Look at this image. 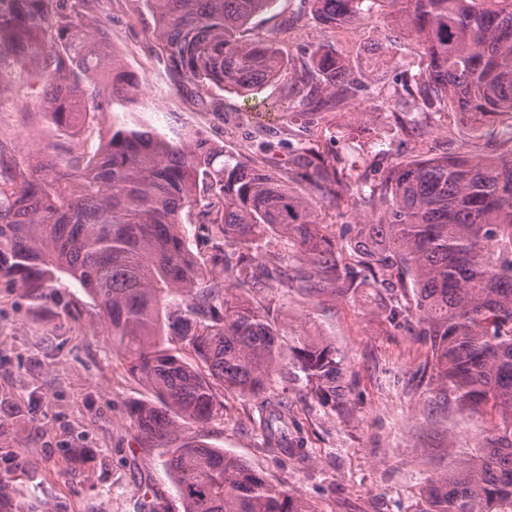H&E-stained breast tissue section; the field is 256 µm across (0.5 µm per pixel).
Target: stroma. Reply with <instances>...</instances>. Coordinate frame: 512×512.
I'll list each match as a JSON object with an SVG mask.
<instances>
[{
    "mask_svg": "<svg viewBox=\"0 0 512 512\" xmlns=\"http://www.w3.org/2000/svg\"><path fill=\"white\" fill-rule=\"evenodd\" d=\"M95 16L139 82L140 97L154 96L170 116L162 132L202 131L234 154H251L258 141L288 163L297 139L323 148L385 140L391 160H402L393 78L418 70L405 30L388 11L372 23L322 29L303 0H276L252 18L251 37L278 49L286 67L260 93L218 92L223 114L204 112L171 85L155 53L153 19L143 0H98ZM327 43L349 58L365 90L333 112L296 118L290 103L309 49ZM0 140L17 162L61 155L47 132L44 91L28 72L0 71ZM277 110H270V103ZM468 124L427 120L423 137L438 151L456 153L477 137ZM51 298L35 301L0 279V485L13 489L23 512H136L149 495L158 512H183L165 466L166 448L138 435L131 405L153 392L131 376L122 351L104 336L93 299L69 278L55 282ZM278 315L332 344L347 369V397L319 402L296 378L276 382L308 438L309 456L267 447L252 425L254 403L224 395V418L178 429L173 445L200 441L245 461L273 483L296 491L313 512H426V488L460 460L479 456L484 425L469 418L440 390L428 347L387 320L401 292L372 281L346 295H308L296 282L254 291Z\"/></svg>",
    "mask_w": 512,
    "mask_h": 512,
    "instance_id": "obj_1",
    "label": "stroma"
}]
</instances>
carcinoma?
<instances>
[{
    "instance_id": "obj_1",
    "label": "carcinoma",
    "mask_w": 512,
    "mask_h": 512,
    "mask_svg": "<svg viewBox=\"0 0 512 512\" xmlns=\"http://www.w3.org/2000/svg\"><path fill=\"white\" fill-rule=\"evenodd\" d=\"M95 0H0V67L32 68L46 88L51 128L77 131L89 115L111 121L90 150L74 142L62 161L3 166L0 141V278L36 301L66 275L99 307L103 332L124 351L129 371L154 398L129 407L138 432L160 446L186 425L224 417L218 390L256 402L254 426L266 443L303 456L302 427L272 382L294 371L324 404L345 397L336 349L281 321L245 288L290 279L306 291L360 286V271L392 289L413 288L414 314L388 319L429 346L443 390L458 405L490 417L482 455L464 459L432 483L426 512H512V136L491 134L457 154L380 164L357 185L339 154L301 139L292 164L309 189L287 185L260 142L248 156L195 130L171 140L136 116L137 83L90 16ZM155 22L158 55L176 90L218 112L211 87L240 94L272 82L285 61L249 38L251 18L275 0H144ZM331 32L370 21L389 7L425 62L400 73L411 107L400 134L417 138L423 114L467 121L512 116V0H308ZM112 76L104 98L98 74ZM298 115L336 109L364 90L345 57L328 44L310 51ZM343 225L358 266L345 262L326 218ZM197 225L212 261L233 281L207 272L186 243ZM267 235L297 245L291 271L257 261ZM362 270H357V267ZM190 347L191 365L162 337ZM184 512H310L303 498L220 448L188 442L167 459Z\"/></svg>"
}]
</instances>
